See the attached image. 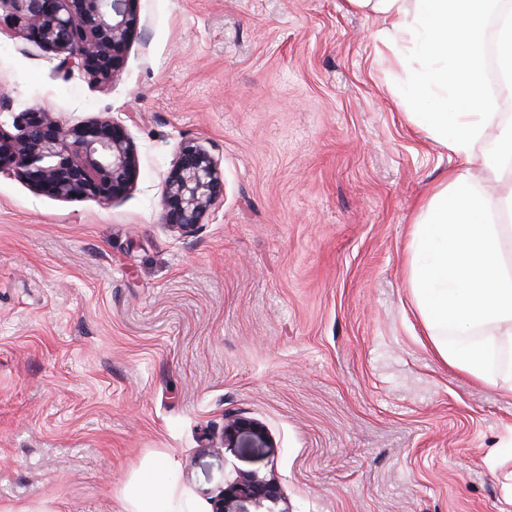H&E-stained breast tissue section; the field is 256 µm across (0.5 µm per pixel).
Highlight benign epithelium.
Here are the masks:
<instances>
[{"instance_id":"benign-epithelium-1","label":"benign epithelium","mask_w":512,"mask_h":512,"mask_svg":"<svg viewBox=\"0 0 512 512\" xmlns=\"http://www.w3.org/2000/svg\"><path fill=\"white\" fill-rule=\"evenodd\" d=\"M2 11L9 24L0 26V35L24 34L54 55L57 71L78 69L105 86L120 75L126 48L140 27L138 0H0ZM14 129H0V172L14 174L36 193L114 202L137 187L136 147L108 116L69 125L36 107L20 113ZM223 198L218 161L202 144L183 142L165 179L163 223L188 234ZM259 429L255 421L230 417L224 441ZM243 502L254 504L257 512H289L272 474L237 473L213 499V512H239Z\"/></svg>"}]
</instances>
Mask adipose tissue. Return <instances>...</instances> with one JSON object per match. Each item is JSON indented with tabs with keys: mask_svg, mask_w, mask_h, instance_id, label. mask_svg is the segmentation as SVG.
Wrapping results in <instances>:
<instances>
[{
	"mask_svg": "<svg viewBox=\"0 0 512 512\" xmlns=\"http://www.w3.org/2000/svg\"><path fill=\"white\" fill-rule=\"evenodd\" d=\"M351 8L385 21L379 38L397 50L408 75L398 95L410 122L445 145L455 162L418 207L407 245L406 282L437 355L449 366L492 386L502 377L495 356L512 348V190L490 194L473 173L512 171V124H503L484 90L488 20L497 23L503 93L512 97V7L506 0H347ZM451 99L447 110L415 112L416 101ZM498 127L495 144L475 146ZM169 459L141 464L123 490L125 512H183L168 479Z\"/></svg>",
	"mask_w": 512,
	"mask_h": 512,
	"instance_id": "adipose-tissue-1",
	"label": "adipose tissue"
}]
</instances>
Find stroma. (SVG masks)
Instances as JSON below:
<instances>
[{"mask_svg": "<svg viewBox=\"0 0 512 512\" xmlns=\"http://www.w3.org/2000/svg\"><path fill=\"white\" fill-rule=\"evenodd\" d=\"M119 78L0 36V127L105 113L140 161L114 202L0 172V507L123 512L148 458L196 507L240 472L290 512H512V390L444 363L406 286L417 206L452 161L390 92L383 22L346 0H140ZM224 200L162 222L182 142ZM263 437L223 444L226 417Z\"/></svg>", "mask_w": 512, "mask_h": 512, "instance_id": "stroma-1", "label": "stroma"}]
</instances>
